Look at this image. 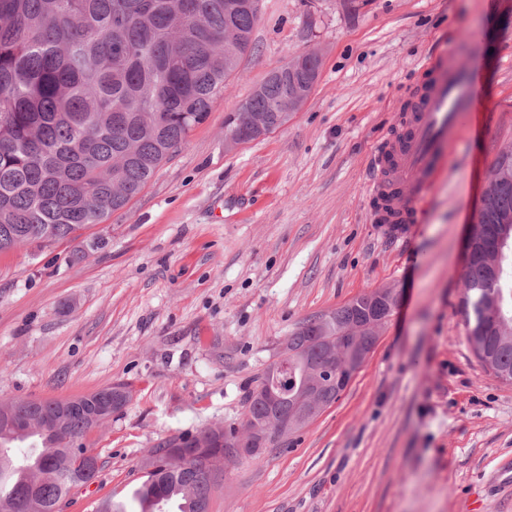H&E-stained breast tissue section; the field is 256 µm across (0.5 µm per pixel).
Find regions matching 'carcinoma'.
<instances>
[{
  "instance_id": "carcinoma-1",
  "label": "carcinoma",
  "mask_w": 512,
  "mask_h": 512,
  "mask_svg": "<svg viewBox=\"0 0 512 512\" xmlns=\"http://www.w3.org/2000/svg\"><path fill=\"white\" fill-rule=\"evenodd\" d=\"M261 8L224 12V0H0V252L79 237L123 209L159 166L187 145L208 117L227 77L252 46ZM242 37L224 47L229 28ZM321 59L271 71L241 106L280 127V102L311 93ZM258 138L246 120L224 132ZM490 188L476 215L475 254L461 300L467 340L484 370L512 385V153L489 171ZM508 237L498 272L485 264ZM387 307L358 298L333 318L305 320L282 343L278 360L256 375L245 401L248 430L215 425L169 437L142 461L146 479L130 495L137 512H210L233 445L288 439L279 415L302 408L313 370L338 353L337 334L386 316ZM281 388L272 403L267 389ZM131 385L115 383L69 399L0 402V506L9 512H63L92 452L87 435L121 413ZM27 444L20 456L5 448ZM95 512H130L108 494Z\"/></svg>"
}]
</instances>
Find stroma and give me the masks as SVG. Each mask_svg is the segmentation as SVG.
I'll list each match as a JSON object with an SVG mask.
<instances>
[{"mask_svg":"<svg viewBox=\"0 0 512 512\" xmlns=\"http://www.w3.org/2000/svg\"><path fill=\"white\" fill-rule=\"evenodd\" d=\"M255 50L189 143L74 245L0 252V400L117 382L129 406L86 443L93 482L64 512L129 496L165 438L239 424L254 376L305 319L379 288L398 306L340 398L260 459L228 466L211 512H512V385L467 343L461 275L485 175L512 150V0H262ZM315 49L282 127L234 148L224 120ZM482 96L419 223L374 222L371 158L430 57Z\"/></svg>","mask_w":512,"mask_h":512,"instance_id":"35a3bbf8","label":"stroma"}]
</instances>
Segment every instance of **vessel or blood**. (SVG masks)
<instances>
[{"instance_id": "vessel-or-blood-1", "label": "vessel or blood", "mask_w": 512, "mask_h": 512, "mask_svg": "<svg viewBox=\"0 0 512 512\" xmlns=\"http://www.w3.org/2000/svg\"><path fill=\"white\" fill-rule=\"evenodd\" d=\"M419 85L401 100L391 132L371 163L367 189L387 198L385 224H416L422 203L449 160V148L476 106L473 76L455 55L426 61Z\"/></svg>"}]
</instances>
